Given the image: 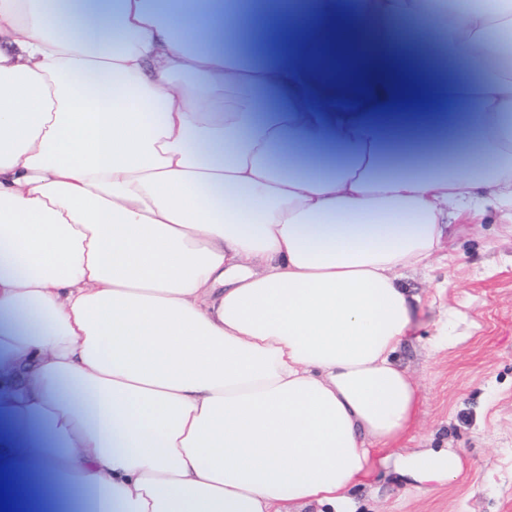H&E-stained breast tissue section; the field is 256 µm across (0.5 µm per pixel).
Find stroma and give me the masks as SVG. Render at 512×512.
<instances>
[{"label": "stroma", "mask_w": 512, "mask_h": 512, "mask_svg": "<svg viewBox=\"0 0 512 512\" xmlns=\"http://www.w3.org/2000/svg\"><path fill=\"white\" fill-rule=\"evenodd\" d=\"M446 283L443 294L435 286ZM406 285L419 293L415 334L397 358L419 385V404L401 448L455 451L462 472L453 480L407 489L380 467L356 484L358 512H512V230L495 209L482 223L461 222L439 256ZM462 312L461 336L429 352L445 306ZM14 434L27 449L32 494L40 512H59L55 479L24 423Z\"/></svg>", "instance_id": "stroma-1"}]
</instances>
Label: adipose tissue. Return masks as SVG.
<instances>
[{
	"label": "adipose tissue",
	"mask_w": 512,
	"mask_h": 512,
	"mask_svg": "<svg viewBox=\"0 0 512 512\" xmlns=\"http://www.w3.org/2000/svg\"><path fill=\"white\" fill-rule=\"evenodd\" d=\"M0 0V468L12 425L62 508L357 512L395 442L396 360L446 226L512 224V0ZM446 32L465 70L407 37ZM274 96L257 115L260 92ZM475 128L452 150L445 111Z\"/></svg>",
	"instance_id": "ef3b65f1"
}]
</instances>
